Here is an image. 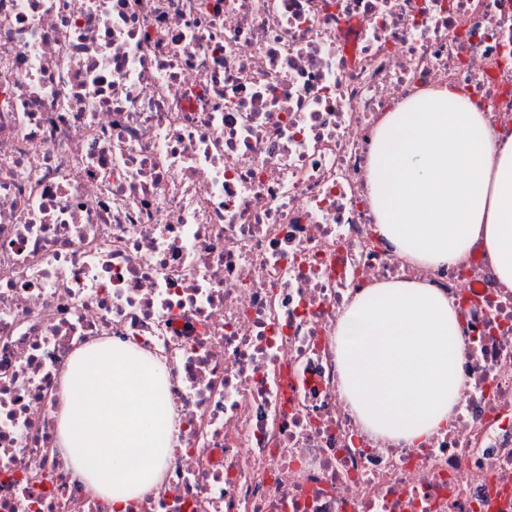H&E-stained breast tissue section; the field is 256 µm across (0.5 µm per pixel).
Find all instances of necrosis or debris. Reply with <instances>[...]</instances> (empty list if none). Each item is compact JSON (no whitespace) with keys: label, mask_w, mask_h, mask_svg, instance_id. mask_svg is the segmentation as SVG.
Wrapping results in <instances>:
<instances>
[{"label":"necrosis or debris","mask_w":512,"mask_h":512,"mask_svg":"<svg viewBox=\"0 0 512 512\" xmlns=\"http://www.w3.org/2000/svg\"><path fill=\"white\" fill-rule=\"evenodd\" d=\"M438 82L512 136V0H0V512H512V289L408 263L369 204L377 125ZM394 280L461 310L417 448L339 393L336 315ZM102 341L164 362L174 416L121 510L56 444Z\"/></svg>","instance_id":"1"}]
</instances>
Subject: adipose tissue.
I'll list each match as a JSON object with an SVG mask.
<instances>
[{
  "mask_svg": "<svg viewBox=\"0 0 512 512\" xmlns=\"http://www.w3.org/2000/svg\"><path fill=\"white\" fill-rule=\"evenodd\" d=\"M368 179L381 232L420 266L462 261L475 247L512 286V136L499 137L449 84L386 113ZM458 307L439 290L396 280L364 290L332 329L340 393L366 430L415 448L446 427L464 378ZM159 360L135 345L76 353L60 394L59 447L90 492L123 505L162 480L173 446Z\"/></svg>",
  "mask_w": 512,
  "mask_h": 512,
  "instance_id": "ef3b65f1",
  "label": "adipose tissue"
}]
</instances>
